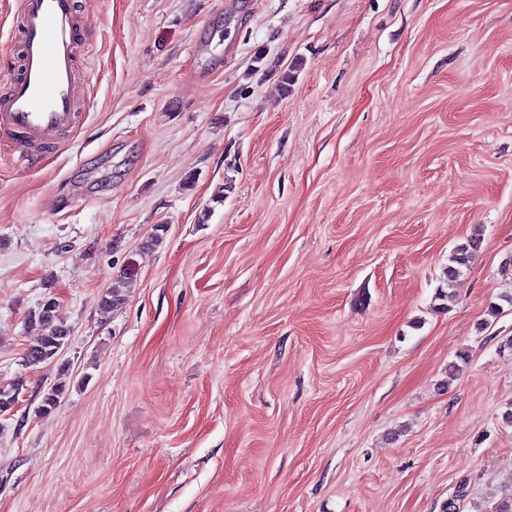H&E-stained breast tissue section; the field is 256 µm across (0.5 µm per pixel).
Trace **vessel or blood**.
Returning a JSON list of instances; mask_svg holds the SVG:
<instances>
[{"label": "vessel or blood", "instance_id": "b4317fda", "mask_svg": "<svg viewBox=\"0 0 512 512\" xmlns=\"http://www.w3.org/2000/svg\"><path fill=\"white\" fill-rule=\"evenodd\" d=\"M19 24V71L0 86V131L19 135L18 159L36 166L77 127L78 49L88 30L75 0H12Z\"/></svg>", "mask_w": 512, "mask_h": 512}]
</instances>
